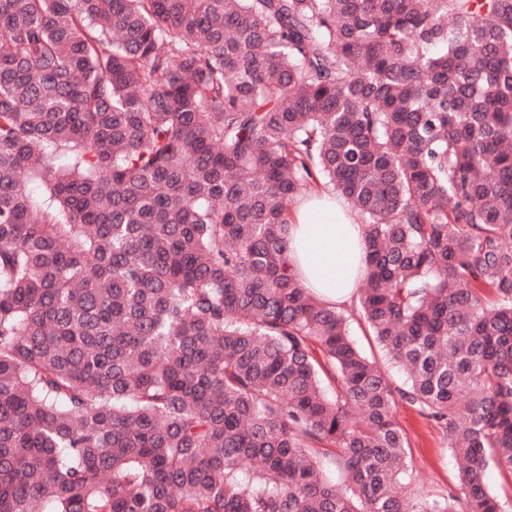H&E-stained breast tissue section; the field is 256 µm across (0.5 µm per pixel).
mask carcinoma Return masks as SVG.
<instances>
[{
  "mask_svg": "<svg viewBox=\"0 0 512 512\" xmlns=\"http://www.w3.org/2000/svg\"><path fill=\"white\" fill-rule=\"evenodd\" d=\"M319 186L366 231L350 312L288 264ZM403 401L445 495L402 483ZM491 465L512 0H0V512H505ZM350 335L369 357L374 358L385 369L393 383L396 385L402 384V373L396 367L387 363L384 352L357 318H354L350 323ZM396 421L407 437L418 473L417 478L413 477L411 489L423 494L442 495L455 488V460L441 430L405 403L398 406Z\"/></svg>",
  "mask_w": 512,
  "mask_h": 512,
  "instance_id": "1",
  "label": "carcinoma"
}]
</instances>
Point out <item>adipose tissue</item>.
Listing matches in <instances>:
<instances>
[{
  "mask_svg": "<svg viewBox=\"0 0 512 512\" xmlns=\"http://www.w3.org/2000/svg\"><path fill=\"white\" fill-rule=\"evenodd\" d=\"M365 231L339 201L315 195L295 210L288 226V263L302 287L326 303L350 304L364 277Z\"/></svg>",
  "mask_w": 512,
  "mask_h": 512,
  "instance_id": "ef3b65f1",
  "label": "adipose tissue"
}]
</instances>
